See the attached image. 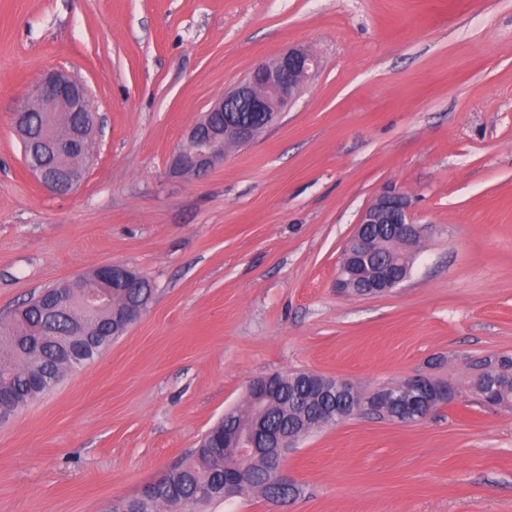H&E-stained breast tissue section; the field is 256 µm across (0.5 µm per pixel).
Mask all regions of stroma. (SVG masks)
<instances>
[{
    "label": "stroma",
    "instance_id": "stroma-1",
    "mask_svg": "<svg viewBox=\"0 0 512 512\" xmlns=\"http://www.w3.org/2000/svg\"><path fill=\"white\" fill-rule=\"evenodd\" d=\"M318 73L281 120L201 178L188 128L259 62ZM98 115L82 184L31 176L11 113L46 69ZM423 229L374 297L336 273L384 188ZM104 264L153 299L101 355L0 421V512H103L194 448L253 378L361 388L426 373L457 395L402 425L355 416L297 441L299 494L209 512H512V408L471 361L512 354V0H0V318Z\"/></svg>",
    "mask_w": 512,
    "mask_h": 512
}]
</instances>
